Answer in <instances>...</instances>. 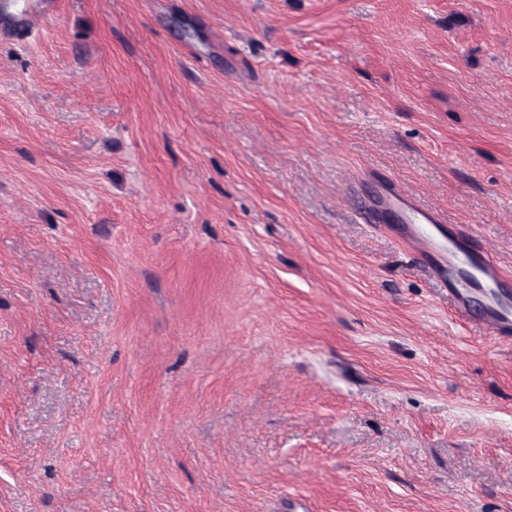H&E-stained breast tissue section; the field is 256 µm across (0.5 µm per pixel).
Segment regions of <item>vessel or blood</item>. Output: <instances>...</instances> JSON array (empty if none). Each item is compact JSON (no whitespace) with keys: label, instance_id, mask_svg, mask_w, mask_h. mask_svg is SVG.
Listing matches in <instances>:
<instances>
[{"label":"vessel or blood","instance_id":"1","mask_svg":"<svg viewBox=\"0 0 512 512\" xmlns=\"http://www.w3.org/2000/svg\"><path fill=\"white\" fill-rule=\"evenodd\" d=\"M380 201L406 216L401 238L448 292L461 317H476L484 334L512 342V279L496 254L468 226L447 225L442 213L412 196L380 190Z\"/></svg>","mask_w":512,"mask_h":512}]
</instances>
